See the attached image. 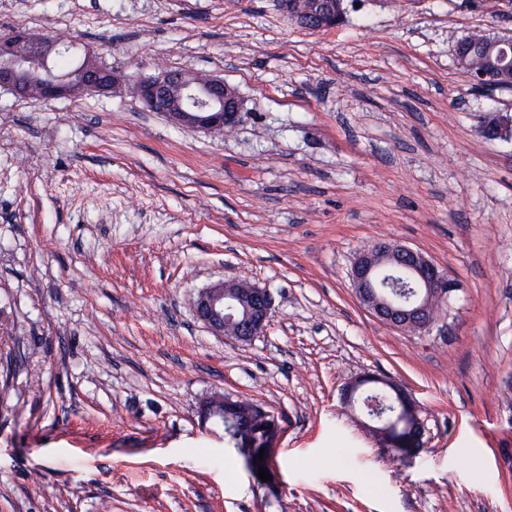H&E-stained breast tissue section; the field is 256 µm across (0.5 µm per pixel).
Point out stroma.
Wrapping results in <instances>:
<instances>
[{
  "mask_svg": "<svg viewBox=\"0 0 512 512\" xmlns=\"http://www.w3.org/2000/svg\"><path fill=\"white\" fill-rule=\"evenodd\" d=\"M337 29L276 0H0V34L63 38L123 75L108 95L0 89V512H512V89L472 90L473 31L512 0H345ZM236 87L229 135L149 111L157 65ZM394 241L458 289L430 331L357 299L358 251ZM269 288L266 333L197 319L198 292ZM414 397L425 446L396 460L342 388ZM279 419L271 485L208 396ZM375 382L386 385L388 384L389 380L384 377L370 374L355 378L348 385H346L345 388L342 389L341 398L343 403L350 407L354 406L355 402L357 401L356 396L359 390L364 385Z\"/></svg>",
  "mask_w": 512,
  "mask_h": 512,
  "instance_id": "stroma-1",
  "label": "stroma"
}]
</instances>
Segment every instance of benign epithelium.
Wrapping results in <instances>:
<instances>
[{"instance_id": "benign-epithelium-1", "label": "benign epithelium", "mask_w": 512, "mask_h": 512, "mask_svg": "<svg viewBox=\"0 0 512 512\" xmlns=\"http://www.w3.org/2000/svg\"><path fill=\"white\" fill-rule=\"evenodd\" d=\"M282 11L300 28L326 31L339 27L345 19L344 0H280ZM64 41L49 39L27 30L15 29L0 38V89L20 96L53 100L89 92L108 94L121 84L120 75L105 67L87 52L80 67L69 74L56 75L49 66L51 56L61 52ZM457 65L483 87L512 88V39L477 34L470 38L467 52L455 54ZM132 92L153 112L167 115L176 124L213 134H226L236 127L242 112L237 89L212 75L160 68L141 79ZM384 266L406 270L412 283L427 294L447 291L456 284L422 253L390 241H377L354 258L350 277L356 295L378 320L405 332H425L435 319L428 313L425 298L397 305L383 288L379 269ZM274 306L268 288L240 281H221L202 289L194 311L213 333L249 342L267 329ZM388 384L377 375H363L342 389L341 398L354 406L359 390L368 383ZM230 398L215 393L200 407L203 422H215L232 409ZM373 432L386 437L388 446L402 456L419 454L423 441L420 419H382Z\"/></svg>"}]
</instances>
